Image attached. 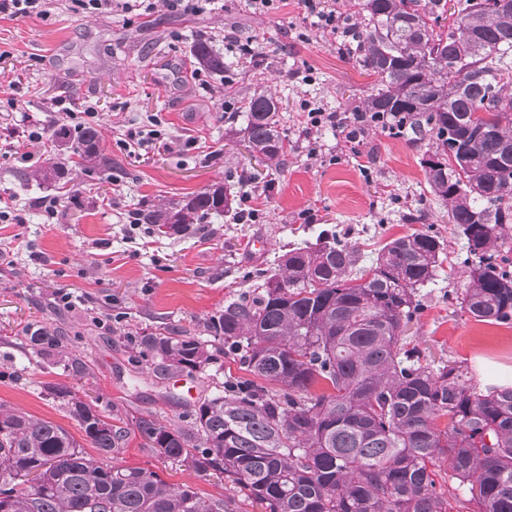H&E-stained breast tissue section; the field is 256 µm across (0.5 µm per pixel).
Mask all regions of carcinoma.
<instances>
[{"label":"carcinoma","mask_w":512,"mask_h":512,"mask_svg":"<svg viewBox=\"0 0 512 512\" xmlns=\"http://www.w3.org/2000/svg\"><path fill=\"white\" fill-rule=\"evenodd\" d=\"M444 8L364 0L344 56L374 77L364 111L399 114L414 139L431 141L428 186L472 257L460 310L511 324L500 251L512 224V0H455L449 27ZM192 55L215 72L231 67L203 38ZM280 104L254 93L237 107L246 148L268 162L288 151ZM51 139L84 169L112 168L93 126L61 125ZM455 140L467 142L462 158L448 153ZM67 174L48 161L23 176ZM237 215L222 186L136 212L169 238ZM444 260L428 230L386 242L368 267L331 234L255 274L250 298L205 321L207 337L144 329L138 356L161 372L192 375L233 354L248 377L198 401L189 426L162 415L126 422L66 384L47 386L97 460L62 426L0 407V512H235L231 498L205 500L151 469L109 463L132 427L157 456L224 477L267 512H512V386H484L456 362L424 365L403 342L417 290ZM22 343L45 358L68 353L67 336L38 325Z\"/></svg>","instance_id":"obj_1"}]
</instances>
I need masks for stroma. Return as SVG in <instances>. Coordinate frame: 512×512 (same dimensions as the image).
Returning <instances> with one entry per match:
<instances>
[{
  "label": "stroma",
  "instance_id": "1",
  "mask_svg": "<svg viewBox=\"0 0 512 512\" xmlns=\"http://www.w3.org/2000/svg\"><path fill=\"white\" fill-rule=\"evenodd\" d=\"M48 19L0 16V197L13 198L23 225L0 222V406L19 409L80 435L76 421L49 396L47 384L62 382L88 394L98 408L118 414H161L188 424L204 397L241 377L238 362L193 375H155L149 362L131 363L145 328L187 329L201 325L233 299L248 296L252 274L278 263L290 245L315 242L336 231L370 261L380 245L413 232L407 217L424 211V228L449 249L441 271L419 288L421 308L404 339L419 349L422 363L468 365L485 384L512 382V325L476 321L458 299L469 264L466 242L448 222L446 203L426 182L421 161L427 142H410L382 129L369 130L360 154L326 129L309 143L300 104L320 100L331 112L361 108L373 79L345 60L335 44L304 20L295 0L269 14L246 0H223L194 15L158 9L150 17L70 12L65 0ZM252 41L261 69L238 63L228 74L198 71L191 58L195 39L224 54V35ZM314 69L303 84L299 71ZM284 102L279 130L288 152L272 163L251 159L230 134L226 103L254 91ZM93 103L111 157L108 171L73 167L45 189L22 181L31 165L43 164L47 148L22 134L31 124L58 120L57 99ZM161 120L162 135H177L180 148L140 161L121 142L146 115ZM317 156H310V149ZM257 173L256 204L266 219L200 225L191 237L146 236L129 241L127 213L138 204H160L216 183L238 190L242 173ZM58 197L55 218L37 207L39 197ZM312 213L304 223L303 213ZM265 241L266 250L256 248ZM71 297V308L57 303ZM60 330L90 370L74 373L58 359L26 357L19 342L26 325ZM112 458L122 466L156 470L173 484H189L204 498L234 497L236 512H265L262 504L235 496L229 484L163 459L131 432Z\"/></svg>",
  "mask_w": 512,
  "mask_h": 512
}]
</instances>
